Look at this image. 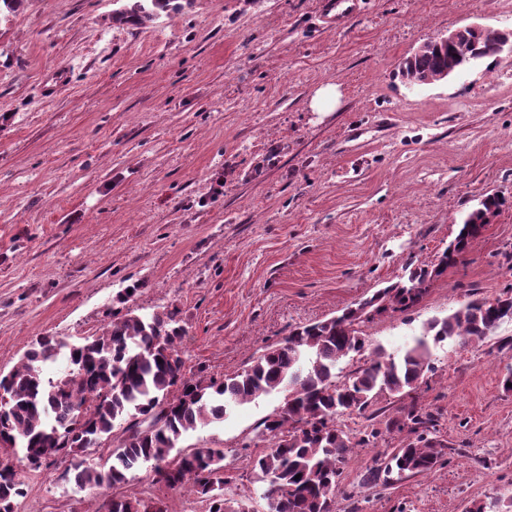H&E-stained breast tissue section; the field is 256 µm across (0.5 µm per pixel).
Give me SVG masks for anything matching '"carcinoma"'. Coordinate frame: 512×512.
<instances>
[{"label":"carcinoma","mask_w":512,"mask_h":512,"mask_svg":"<svg viewBox=\"0 0 512 512\" xmlns=\"http://www.w3.org/2000/svg\"><path fill=\"white\" fill-rule=\"evenodd\" d=\"M181 10L180 0H123L113 18L142 24ZM509 44L512 35L503 30L465 26L454 42L426 41L425 50L403 65L421 86L455 77ZM500 205L498 197H484L436 265H408L399 281L337 316L293 329L283 342L266 347L242 371L223 379L183 373L178 345L185 329L172 312L129 310L113 319L101 334L69 348L71 369L56 381L45 378L43 366L56 360L62 346L53 336L38 337L20 366L0 379V512H15L17 499L24 496L14 463L19 455L33 470L51 457H69L76 482L89 490L118 487L129 471L148 464L168 489L196 494L207 512H251L250 499L233 492L236 478L224 464V449L184 451L176 444L197 426L224 419L227 408L274 393L284 399L261 423L269 445L249 456L251 472L266 485V512H336L341 464L353 449L375 443L381 423L407 432L406 441L368 473L365 483L388 487L396 476L436 471L444 465L446 448L438 415L415 397L433 371L431 346L484 341L502 323L512 322V294L472 295L452 314L428 321L401 355L368 349L361 325L390 310L417 306L431 282L481 236ZM363 353V364L337 380L339 364ZM383 396L399 402L397 416L384 421L377 407ZM347 412L364 417L369 428L347 433L338 424ZM118 424L119 444L107 447V458L115 463H86L88 446L109 441ZM107 512L167 509L160 500L114 495Z\"/></svg>","instance_id":"obj_1"}]
</instances>
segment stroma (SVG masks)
I'll list each match as a JSON object with an SVG mask.
<instances>
[{
    "label": "stroma",
    "instance_id": "stroma-1",
    "mask_svg": "<svg viewBox=\"0 0 512 512\" xmlns=\"http://www.w3.org/2000/svg\"><path fill=\"white\" fill-rule=\"evenodd\" d=\"M319 2L191 0L132 26L113 20L117 0H23L0 18V377L37 337L77 343L129 309L177 312L186 373H236L409 264L436 265L488 194L503 204L464 258L416 307L362 331L394 354L470 289H512V53L424 86L400 74L441 33L512 29L504 0H365L337 32L319 28ZM58 69L68 85L46 96ZM328 84L335 107L313 111ZM505 337L512 322L444 343L416 391L441 411L447 465L363 484L403 439L384 434L344 464L337 512H467L512 495ZM280 403L259 397L178 441L223 449L253 512L266 502L243 447L262 445ZM16 466L17 512H106L115 491L79 489L66 457ZM118 491L205 512L146 465Z\"/></svg>",
    "mask_w": 512,
    "mask_h": 512
}]
</instances>
